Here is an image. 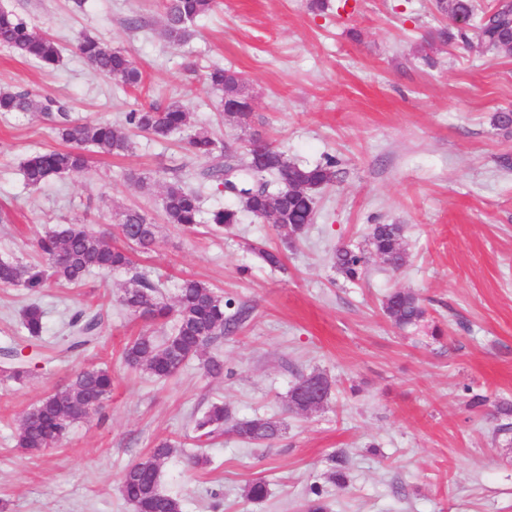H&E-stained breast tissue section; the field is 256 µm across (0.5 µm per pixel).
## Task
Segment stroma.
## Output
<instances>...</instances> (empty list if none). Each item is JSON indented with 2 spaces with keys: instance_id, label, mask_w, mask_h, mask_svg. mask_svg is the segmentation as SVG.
<instances>
[{
  "instance_id": "obj_1",
  "label": "stroma",
  "mask_w": 512,
  "mask_h": 512,
  "mask_svg": "<svg viewBox=\"0 0 512 512\" xmlns=\"http://www.w3.org/2000/svg\"><path fill=\"white\" fill-rule=\"evenodd\" d=\"M218 0L174 45L163 35L160 0H0L63 49L47 71L0 46V89H33L67 103L82 122L121 123L126 112L178 102L195 128L246 159L252 135L289 159L313 165L335 157L339 178L318 195L315 221L283 248L271 222L243 216L226 232L167 223L163 187L185 179L203 211L231 205L203 178L207 160L180 137L136 135L121 156L88 152L80 175L25 183L21 163L59 147L43 113L0 114V260L44 267L34 240L60 224H85L122 238L114 214L144 212L157 224L149 251L132 254L133 271L90 274L81 284L48 281L31 291L0 286V347L27 343L22 311L38 303L40 339L61 345L80 309H102L105 329L88 350L34 370L24 383L0 378V512H133L120 477L162 440L176 452L160 466V488L183 512H303L318 484L329 512H512V436H496L493 413L465 406L463 386L512 403V134L493 124L512 110V58L478 41L431 40L449 21L433 0ZM88 34L128 52L143 86L111 82L77 54ZM238 72L252 96L248 128L227 124L212 66ZM373 224L403 227L405 264L388 269L370 257L362 281L333 266L336 248L363 242ZM283 249L273 268L261 249ZM161 278L158 296L174 304L183 279L207 282L249 318L211 346L225 373L199 360L158 379L128 367L124 348L145 331L164 336L124 309L131 272ZM394 289L425 300L428 324L400 330L381 310ZM439 325L442 337L431 335ZM87 366L112 371L103 408L74 423L62 445L18 453L16 429L33 403L63 388ZM313 371L332 382L323 408L287 411L297 377ZM221 401L233 417L279 419L286 430L269 446L231 434L200 443L191 417ZM208 465L192 467L189 455ZM341 466L346 483L328 475ZM264 479V500L245 485Z\"/></svg>"
}]
</instances>
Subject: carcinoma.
<instances>
[{
    "label": "carcinoma",
    "instance_id": "1",
    "mask_svg": "<svg viewBox=\"0 0 512 512\" xmlns=\"http://www.w3.org/2000/svg\"><path fill=\"white\" fill-rule=\"evenodd\" d=\"M218 0H165V38L176 44L188 41L194 33L192 26L213 11ZM437 10L448 17L457 28L458 37L469 41L468 32L489 50L512 56V0H496L490 8L479 12L476 0H436ZM0 45L35 61L47 69L56 68L62 60V50L55 40L40 35L15 12L0 8ZM80 56L100 75L129 88L142 85L143 76L130 55L105 47L97 39L83 35L77 41ZM211 88L220 92L225 105L247 106L239 76L222 67L207 74ZM57 112L55 134L72 144L69 149H44L31 153L22 165L27 186L38 188L51 176L78 175L87 168L85 148L96 152L121 155L133 145L135 132H145L157 139L174 134H186L188 149L197 157L210 162L203 177L225 184L234 191L232 206L216 207L209 213L208 223L220 231L239 223L241 214L271 219L282 242L292 245L313 223L317 196L338 178L337 161L328 157L315 165H302L289 160L284 153L265 157L262 165L250 162L239 168L224 162V145L207 132L191 131V112L178 102L160 109L155 106L135 109L125 114L124 122H74L57 100L29 90H0V112ZM167 223L177 224L192 232L201 223L199 194L180 180L169 182L162 198ZM127 247L112 245L104 234L95 233L84 224H64L38 237L35 249L45 260L47 271L33 272L22 264L1 260L0 284L42 287L46 279L60 283L79 284L93 271L111 272L132 267L130 250L149 249L156 238V225L145 214L128 209L118 223ZM402 226L372 224L360 245L341 246L334 254V267L348 281L363 278L368 255L374 254L393 270L405 262L402 248ZM157 285L147 276L135 273L119 298L120 304L152 323L174 318L172 332L161 338L143 333L130 342L124 351L125 362L132 368L143 367L159 378L178 373L193 357L204 351L248 318L240 308L227 314L233 302L218 295L207 283L195 279L179 286L176 304L170 307L157 300ZM383 314L398 328H416L426 320L424 300L413 290L390 292L382 302ZM22 326L28 338L39 339L45 328L44 310L31 304L23 312ZM67 342L63 350L49 349L40 353L45 363L56 360L61 352L82 350L101 336V312L74 313L68 323ZM5 358L0 374L21 383L29 377L26 360L17 357L16 350H0ZM310 379L323 384L329 393L330 380L322 372H311L298 378L288 394L287 410L292 406L299 387ZM112 392V372L106 367H88L79 371L62 389L51 392L25 413L15 437V447L24 453H39L61 442L70 426L88 415L87 403L93 396L105 401ZM197 438L212 439L230 433L242 442L271 443L282 435V422L262 416L233 419L224 404L212 402L192 419ZM176 444L159 442L150 455L127 467L121 476L120 492L134 512H182L181 501L159 487L160 464L170 457Z\"/></svg>",
    "mask_w": 512,
    "mask_h": 512
}]
</instances>
